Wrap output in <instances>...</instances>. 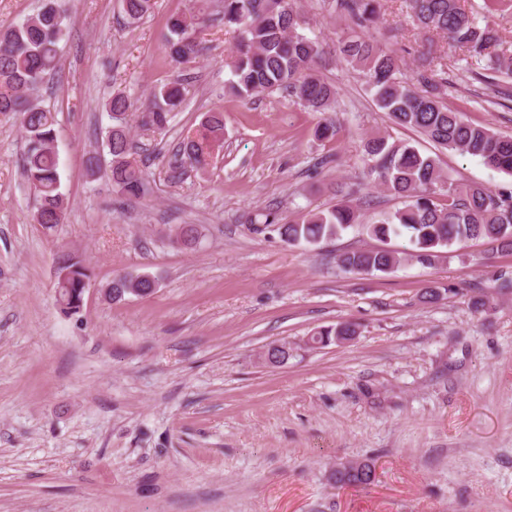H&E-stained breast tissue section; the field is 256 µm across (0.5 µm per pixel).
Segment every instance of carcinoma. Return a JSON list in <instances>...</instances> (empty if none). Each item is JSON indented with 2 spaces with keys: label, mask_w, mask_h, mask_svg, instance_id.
I'll return each instance as SVG.
<instances>
[{
  "label": "carcinoma",
  "mask_w": 512,
  "mask_h": 512,
  "mask_svg": "<svg viewBox=\"0 0 512 512\" xmlns=\"http://www.w3.org/2000/svg\"><path fill=\"white\" fill-rule=\"evenodd\" d=\"M224 26L238 32L231 61L230 89L239 97L282 91L312 112L334 111L336 90L312 73L323 53L321 44L299 33L297 0H220ZM356 25L368 28L381 16V0H336ZM126 18L142 19L152 9V0H121ZM414 25L432 30L448 40V49L487 60L492 72L489 84L507 94L512 79V53L490 27H479L458 0H409ZM65 10L61 0H43L40 10L15 27L0 30V114L20 117L26 141L24 175L38 200L36 223L52 229L63 223L67 202L60 190L56 114L34 97L46 76L58 68L60 43L65 36ZM204 6L189 14H178L168 22L166 54L179 69L194 63L200 52L197 31L206 24ZM340 53L352 67L368 78L376 105L388 113L393 124L410 127L440 147L478 157L491 169L512 175V137L501 136L483 125L473 124L440 101L442 83L435 80V56L416 77L417 85L398 78L403 60L357 36L341 42ZM187 87L179 77L154 92L151 106L139 115L138 129L152 132L166 127L185 102ZM111 126L104 142L103 157L88 158V172H107L112 188L122 196L144 197L150 190L148 174L132 145L128 111L131 102L118 90L103 102ZM224 141V113L208 112L189 130L169 165L168 179L181 181L190 172L206 171L215 149ZM363 166L376 185L402 200L403 207L386 213L367 225V231L384 246L367 251H348L337 258L346 271L390 273L406 261L433 265L442 249L471 239H482L491 252L512 253V192H494L478 185H464L443 172L435 158L415 146L391 141L385 135L364 144ZM254 230L275 228L288 245L315 246L361 223L358 209L348 200L319 211L308 212L300 222L280 223L272 211L248 219ZM408 239L410 248L390 245L396 238ZM58 280L61 312L79 313V303L88 285L80 262L68 258ZM112 301L127 295L147 296L156 289L149 274L125 275L110 282ZM352 323H341L315 333L322 346L342 336H356ZM290 354L288 343L265 354L267 363L284 366ZM331 479L338 487L367 486L374 482V464L347 461L336 464Z\"/></svg>",
  "instance_id": "cac0c4a2"
}]
</instances>
